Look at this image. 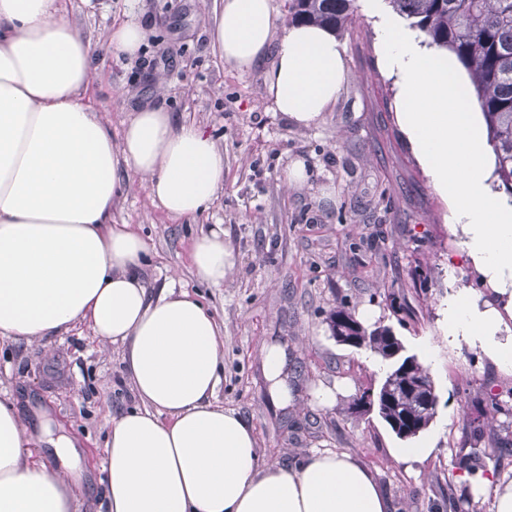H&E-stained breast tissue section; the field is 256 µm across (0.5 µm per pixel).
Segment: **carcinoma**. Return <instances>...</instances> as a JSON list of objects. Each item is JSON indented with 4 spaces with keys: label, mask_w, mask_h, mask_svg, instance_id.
<instances>
[{
    "label": "carcinoma",
    "mask_w": 512,
    "mask_h": 512,
    "mask_svg": "<svg viewBox=\"0 0 512 512\" xmlns=\"http://www.w3.org/2000/svg\"><path fill=\"white\" fill-rule=\"evenodd\" d=\"M410 26L424 33L429 44L453 53L467 73L486 124L495 156L497 188L512 196V0H388ZM288 19L318 23L345 31L355 23L354 0H288ZM332 336L359 339L384 360L401 348L385 327L369 329L343 309L328 316ZM382 419L396 435L415 436L433 420L431 378L415 357L404 358L387 373L375 395ZM512 413L507 400H491L470 425L474 440L485 436L489 412ZM485 453L459 450L458 468L476 475L485 467Z\"/></svg>",
    "instance_id": "obj_1"
}]
</instances>
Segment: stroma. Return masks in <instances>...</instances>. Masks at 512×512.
Returning a JSON list of instances; mask_svg holds the SVG:
<instances>
[{"mask_svg":"<svg viewBox=\"0 0 512 512\" xmlns=\"http://www.w3.org/2000/svg\"><path fill=\"white\" fill-rule=\"evenodd\" d=\"M63 3L90 40L98 77L87 96L113 138H120L128 112L161 101L206 129L224 153V189L197 219L170 218L137 179L125 184L113 214L144 236L150 286L188 289L222 325L224 372L213 400L252 427L261 466L346 454L372 474L391 512H449V495L469 486L448 466L469 443L462 403L505 395L512 369L478 347L449 344L448 296L461 291L479 306L501 309L511 329L512 312L467 259L447 201L401 130L397 86L379 62L374 17L358 10L352 29L339 36L346 80L329 111L300 129L271 109L265 66L239 72L212 45L215 0H138L147 37L131 61L110 44L127 0ZM297 159L308 180L284 186V172ZM216 224L238 256L235 273L219 288L199 282L190 261L194 239ZM339 307L365 327L389 328L404 355L427 367L438 405L419 436L398 438L377 411L350 413L353 397L379 389L392 364L332 337L327 317ZM267 345L285 356L283 402L272 399L262 369ZM322 389L332 392V404L319 402ZM4 394L35 439L33 459L69 473L77 512H106L108 422L140 404L120 346L99 343L84 328L49 343L1 338ZM47 425L71 438L77 458L57 455L43 437ZM427 442L428 455L407 462L397 455Z\"/></svg>","mask_w":512,"mask_h":512,"instance_id":"stroma-1","label":"stroma"}]
</instances>
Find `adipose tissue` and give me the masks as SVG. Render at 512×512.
Wrapping results in <instances>:
<instances>
[{"mask_svg":"<svg viewBox=\"0 0 512 512\" xmlns=\"http://www.w3.org/2000/svg\"><path fill=\"white\" fill-rule=\"evenodd\" d=\"M273 28L272 0H222L212 37L241 71L273 55L272 108L309 127L341 90L342 49L315 23ZM377 41L397 78L403 133L447 199L468 258L512 307V204L489 189L488 144L454 62L386 16ZM96 74L60 0H0V336L49 341L85 325L97 341L122 345L141 405L107 432L108 512H389L347 455L261 467L246 421L212 403L223 330L188 291L152 294L146 241L116 223L112 203L137 177L167 215L196 218L224 188V153L204 128L150 103L129 113L113 142L86 98ZM191 264L213 286L232 277L237 256L223 228L195 238ZM447 331L512 363L500 313L465 294L448 299ZM28 442L12 401L0 398V512H76L69 479L29 459Z\"/></svg>","mask_w":512,"mask_h":512,"instance_id":"adipose-tissue-1","label":"adipose tissue"}]
</instances>
